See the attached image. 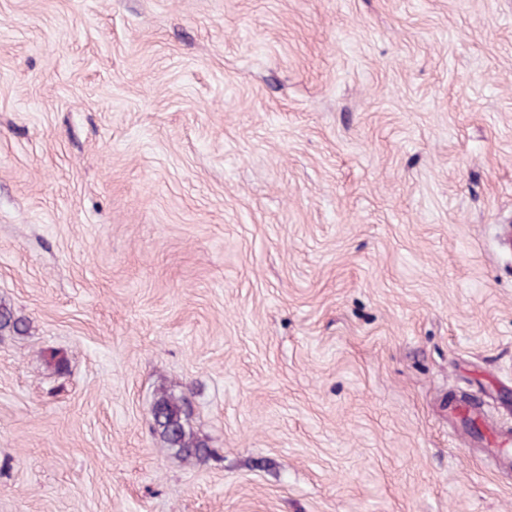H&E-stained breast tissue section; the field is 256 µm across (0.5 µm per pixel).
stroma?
<instances>
[{"mask_svg": "<svg viewBox=\"0 0 512 512\" xmlns=\"http://www.w3.org/2000/svg\"><path fill=\"white\" fill-rule=\"evenodd\" d=\"M0 301V512H512V0H0ZM27 331L26 321L18 317L10 306L0 303V334L9 333L20 336L26 334ZM150 427L166 448L184 460H202L211 453L207 442L194 431L193 408L187 396L158 392L152 404Z\"/></svg>", "mask_w": 512, "mask_h": 512, "instance_id": "stroma-1", "label": "stroma"}]
</instances>
